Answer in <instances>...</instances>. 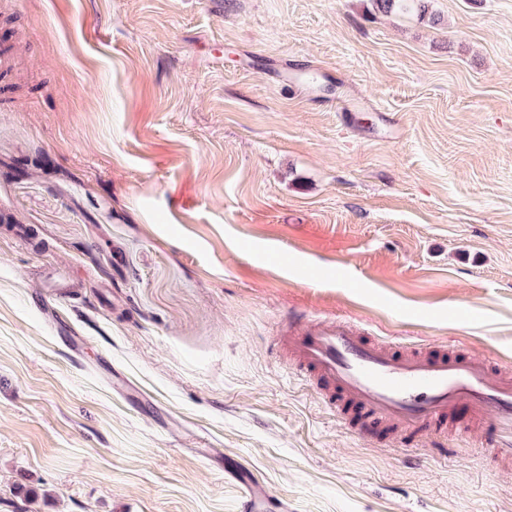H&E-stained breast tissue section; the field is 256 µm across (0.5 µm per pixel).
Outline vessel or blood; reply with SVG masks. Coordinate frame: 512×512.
I'll return each mask as SVG.
<instances>
[{
    "label": "vessel or blood",
    "instance_id": "obj_1",
    "mask_svg": "<svg viewBox=\"0 0 512 512\" xmlns=\"http://www.w3.org/2000/svg\"><path fill=\"white\" fill-rule=\"evenodd\" d=\"M279 342L353 435L373 439L392 428L441 444L459 432L450 413L463 405L492 453L512 458V380L500 364L467 349L411 348L395 337L381 342L343 319L292 317ZM225 475L241 490L242 512H284L285 503L274 502L249 474L229 468Z\"/></svg>",
    "mask_w": 512,
    "mask_h": 512
}]
</instances>
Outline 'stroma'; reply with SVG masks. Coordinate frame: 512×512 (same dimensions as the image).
Returning a JSON list of instances; mask_svg holds the SVG:
<instances>
[{
	"mask_svg": "<svg viewBox=\"0 0 512 512\" xmlns=\"http://www.w3.org/2000/svg\"><path fill=\"white\" fill-rule=\"evenodd\" d=\"M0 512H512L349 434L291 311L512 366V0H0ZM224 474L241 489L242 512H273L274 496L264 485L254 481L241 469L224 468Z\"/></svg>",
	"mask_w": 512,
	"mask_h": 512,
	"instance_id": "stroma-1",
	"label": "stroma"
}]
</instances>
